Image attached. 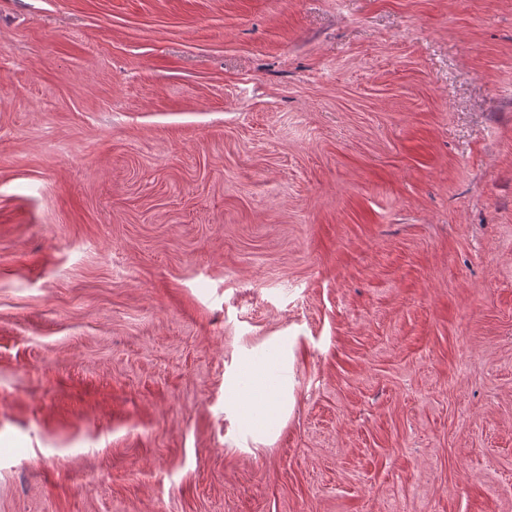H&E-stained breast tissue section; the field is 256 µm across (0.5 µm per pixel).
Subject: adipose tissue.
I'll return each instance as SVG.
<instances>
[{"mask_svg":"<svg viewBox=\"0 0 512 512\" xmlns=\"http://www.w3.org/2000/svg\"><path fill=\"white\" fill-rule=\"evenodd\" d=\"M291 344L281 336L249 355L228 379L224 407L254 439L272 437L292 404L288 378Z\"/></svg>","mask_w":512,"mask_h":512,"instance_id":"ef3b65f1","label":"adipose tissue"}]
</instances>
